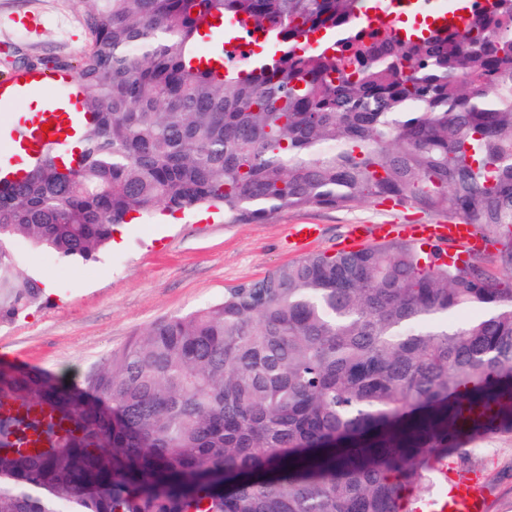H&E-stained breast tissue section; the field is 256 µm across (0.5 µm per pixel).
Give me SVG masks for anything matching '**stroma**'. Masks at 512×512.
Instances as JSON below:
<instances>
[{
    "instance_id": "1",
    "label": "stroma",
    "mask_w": 512,
    "mask_h": 512,
    "mask_svg": "<svg viewBox=\"0 0 512 512\" xmlns=\"http://www.w3.org/2000/svg\"><path fill=\"white\" fill-rule=\"evenodd\" d=\"M28 18L27 27L14 23ZM86 45L79 0H0V80L45 56L70 59ZM423 213L371 203L349 210H282L261 223L228 224L214 210L191 209L119 228L96 260L61 261L14 249L24 273L41 281L42 300L28 315L0 324V361L57 374L79 384L82 373L154 321L223 299L225 289L298 260L291 225L316 224L307 252L339 250L355 224H416ZM465 470L480 476L486 512H512V439L479 440Z\"/></svg>"
}]
</instances>
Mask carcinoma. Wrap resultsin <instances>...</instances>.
<instances>
[{"label":"carcinoma","instance_id":"carcinoma-1","mask_svg":"<svg viewBox=\"0 0 512 512\" xmlns=\"http://www.w3.org/2000/svg\"><path fill=\"white\" fill-rule=\"evenodd\" d=\"M92 126L0 185V323L43 296L19 240L97 258L159 210L250 224L361 202L467 219L496 252L310 254L159 319L81 387L0 364V512H410L463 441L512 436V0L370 31L376 0H83ZM245 16L265 35L219 72ZM221 42L199 51L215 21ZM307 29L320 47L298 42ZM485 314L455 325L448 314ZM32 430L44 448H19Z\"/></svg>","mask_w":512,"mask_h":512}]
</instances>
